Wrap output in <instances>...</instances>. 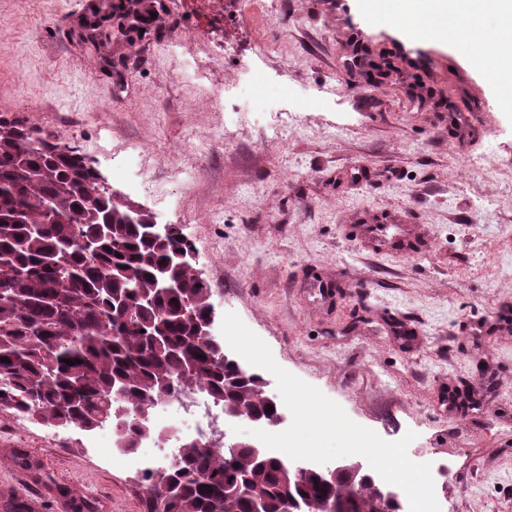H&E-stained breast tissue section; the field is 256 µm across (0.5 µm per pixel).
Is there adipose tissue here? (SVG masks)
<instances>
[{
    "instance_id": "adipose-tissue-1",
    "label": "adipose tissue",
    "mask_w": 512,
    "mask_h": 512,
    "mask_svg": "<svg viewBox=\"0 0 512 512\" xmlns=\"http://www.w3.org/2000/svg\"><path fill=\"white\" fill-rule=\"evenodd\" d=\"M380 16L407 19L413 35L436 33L467 41L478 65L488 66L512 102V0H365Z\"/></svg>"
}]
</instances>
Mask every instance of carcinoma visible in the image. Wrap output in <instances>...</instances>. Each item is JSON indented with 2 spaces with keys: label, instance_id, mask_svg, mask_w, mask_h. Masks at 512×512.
Here are the masks:
<instances>
[{
  "label": "carcinoma",
  "instance_id": "cac0c4a2",
  "mask_svg": "<svg viewBox=\"0 0 512 512\" xmlns=\"http://www.w3.org/2000/svg\"><path fill=\"white\" fill-rule=\"evenodd\" d=\"M133 205L114 200L77 149L0 119V406L54 427L109 424L132 451L153 435L136 412L166 377L219 400L227 417L268 424L280 411L262 375L197 335L212 289L191 266L163 287L162 268L192 244L176 224L152 238V216ZM139 482L144 512H252L257 499L265 512H381L382 488L360 470L308 468L297 483L288 461L248 446L189 443Z\"/></svg>",
  "mask_w": 512,
  "mask_h": 512
}]
</instances>
